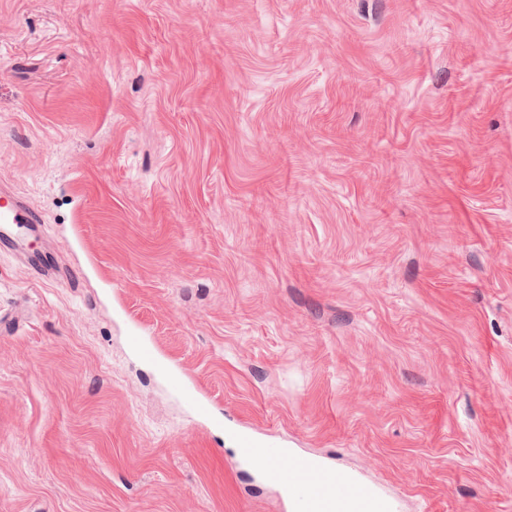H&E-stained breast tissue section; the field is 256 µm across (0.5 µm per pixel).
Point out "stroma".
<instances>
[{"mask_svg": "<svg viewBox=\"0 0 512 512\" xmlns=\"http://www.w3.org/2000/svg\"><path fill=\"white\" fill-rule=\"evenodd\" d=\"M0 189V512H512V0H0ZM2 199L6 201L5 204ZM0 201V234L2 237L5 234L4 231L8 230L19 233L23 228L22 224H41V217L22 202L3 193H1ZM236 445L240 459L261 467L264 482L279 488L286 511L336 512V504L342 502L347 506L345 512H395L388 496L318 460L302 458L298 469L284 471L265 466L268 457L282 453L284 448L266 446L245 433L237 435Z\"/></svg>", "mask_w": 512, "mask_h": 512, "instance_id": "obj_1", "label": "stroma"}]
</instances>
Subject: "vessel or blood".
Wrapping results in <instances>:
<instances>
[{
  "label": "vessel or blood",
  "mask_w": 512,
  "mask_h": 512,
  "mask_svg": "<svg viewBox=\"0 0 512 512\" xmlns=\"http://www.w3.org/2000/svg\"><path fill=\"white\" fill-rule=\"evenodd\" d=\"M39 215L15 199L0 202V234L20 231L23 225L39 222ZM237 451L244 462L260 466L265 483L278 487L286 512H336L344 504L346 512H395L394 502L376 488L362 484L350 474L304 458L298 469L284 471L266 466L276 448L265 445L251 435L236 437Z\"/></svg>",
  "instance_id": "b4317fda"
}]
</instances>
